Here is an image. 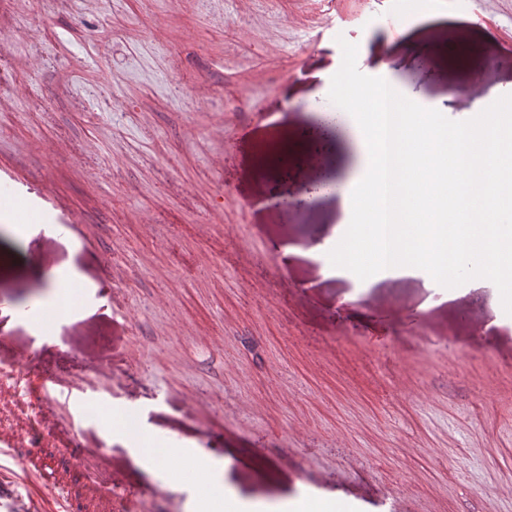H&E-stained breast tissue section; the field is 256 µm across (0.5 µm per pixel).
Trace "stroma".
I'll list each match as a JSON object with an SVG mask.
<instances>
[{
	"label": "stroma",
	"mask_w": 512,
	"mask_h": 512,
	"mask_svg": "<svg viewBox=\"0 0 512 512\" xmlns=\"http://www.w3.org/2000/svg\"><path fill=\"white\" fill-rule=\"evenodd\" d=\"M341 37L362 73L449 119L512 95V0H0V162L83 224L28 240L0 225V336L196 448L244 512L312 494L512 512L495 284L439 299L423 273L359 282L310 254L349 223L361 166L329 99ZM284 197L306 205L284 218ZM56 268L79 273L86 309L42 339L14 310ZM108 446L137 512H191L189 488L161 490L130 443ZM484 483L495 497L472 496Z\"/></svg>",
	"instance_id": "35a3bbf8"
}]
</instances>
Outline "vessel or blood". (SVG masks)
<instances>
[{"instance_id": "1", "label": "vessel or blood", "mask_w": 512, "mask_h": 512, "mask_svg": "<svg viewBox=\"0 0 512 512\" xmlns=\"http://www.w3.org/2000/svg\"><path fill=\"white\" fill-rule=\"evenodd\" d=\"M20 212L45 224L76 222L0 167V223H15ZM30 363L26 350L0 336V454L30 451L22 457L26 495L0 468V503L8 502L11 512H133L131 495L104 477L106 446L82 447L77 432L60 424L58 410L72 398L66 382L45 386Z\"/></svg>"}]
</instances>
